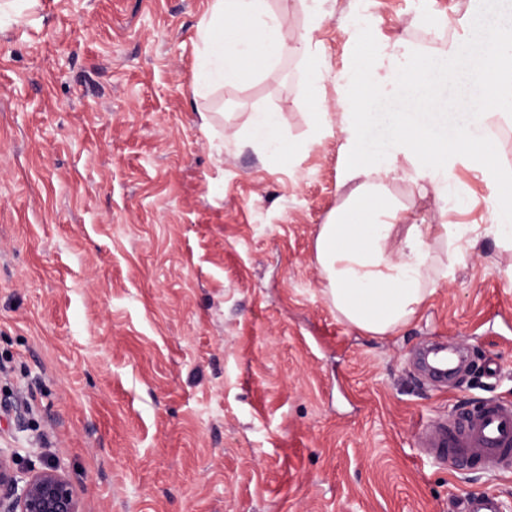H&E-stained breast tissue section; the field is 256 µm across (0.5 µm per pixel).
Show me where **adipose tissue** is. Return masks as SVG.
I'll return each instance as SVG.
<instances>
[{
  "instance_id": "1",
  "label": "adipose tissue",
  "mask_w": 512,
  "mask_h": 512,
  "mask_svg": "<svg viewBox=\"0 0 512 512\" xmlns=\"http://www.w3.org/2000/svg\"><path fill=\"white\" fill-rule=\"evenodd\" d=\"M198 39L199 63L191 83L196 97L216 84L243 83L288 51L269 0H213L210 18L198 26ZM446 60L449 82L500 101V108L480 113L483 123L512 116V29L484 17L449 47ZM343 80L351 95L333 116L321 107L322 74L310 60L305 89L314 110L307 143L316 144L322 127L339 122L346 134L341 179L357 183L347 202L321 225L316 261L337 314L362 332L383 336L414 319L439 282L447 279L448 269L439 266L433 251L435 242H454L452 261H463L467 255L463 243L467 226L410 224L404 208L391 205L384 188L398 175L397 157H406L411 179L429 180L441 200L448 196V177L455 164L469 163L494 190L493 222L484 232L508 252H512V172L501 167L498 143L489 136L466 128L442 136L433 131L426 117L441 107L442 100L431 61L405 57L396 44L390 52L372 51L361 57ZM387 89L409 95L411 112L400 118L390 146L377 150L360 136L363 109L367 94ZM283 125L281 113H253L246 145L280 158L296 156L303 145L287 141Z\"/></svg>"
}]
</instances>
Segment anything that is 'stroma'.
Here are the masks:
<instances>
[{"instance_id":"stroma-1","label":"stroma","mask_w":512,"mask_h":512,"mask_svg":"<svg viewBox=\"0 0 512 512\" xmlns=\"http://www.w3.org/2000/svg\"><path fill=\"white\" fill-rule=\"evenodd\" d=\"M212 0H38L0 34V448L48 463L82 512H450L463 492L512 512V473L422 458L418 421L512 399V266L493 237L407 326L343 321L315 261L345 134L293 160L243 145L252 113L309 135L310 35L322 100L375 47L440 59L481 0H271L289 52L247 84L193 97L197 29ZM319 7L321 24L309 28ZM368 141L386 146L409 102L372 95ZM219 113L211 134L198 115ZM387 192L417 222L492 221L490 187L456 165ZM463 349L436 383L416 353Z\"/></svg>"}]
</instances>
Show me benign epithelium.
<instances>
[{
  "label": "benign epithelium",
  "mask_w": 512,
  "mask_h": 512,
  "mask_svg": "<svg viewBox=\"0 0 512 512\" xmlns=\"http://www.w3.org/2000/svg\"><path fill=\"white\" fill-rule=\"evenodd\" d=\"M0 449V512H80L70 483L53 466L22 472Z\"/></svg>",
  "instance_id": "benign-epithelium-1"
}]
</instances>
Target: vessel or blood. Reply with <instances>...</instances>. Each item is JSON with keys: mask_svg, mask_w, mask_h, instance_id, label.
<instances>
[{"mask_svg": "<svg viewBox=\"0 0 512 512\" xmlns=\"http://www.w3.org/2000/svg\"><path fill=\"white\" fill-rule=\"evenodd\" d=\"M416 445L428 460L456 469L466 463L489 473L512 472V401L483 399L472 410L428 420L416 428ZM454 512H502L490 494L467 493L456 498Z\"/></svg>", "mask_w": 512, "mask_h": 512, "instance_id": "vessel-or-blood-1", "label": "vessel or blood"}]
</instances>
